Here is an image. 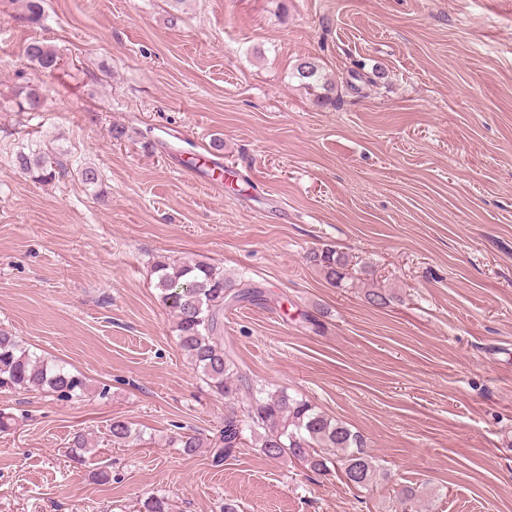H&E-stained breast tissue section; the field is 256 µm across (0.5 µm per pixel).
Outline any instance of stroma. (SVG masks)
Listing matches in <instances>:
<instances>
[{
    "instance_id": "stroma-1",
    "label": "stroma",
    "mask_w": 512,
    "mask_h": 512,
    "mask_svg": "<svg viewBox=\"0 0 512 512\" xmlns=\"http://www.w3.org/2000/svg\"><path fill=\"white\" fill-rule=\"evenodd\" d=\"M45 9L35 28L0 0V330L89 392L0 389V512L160 495L171 512H394L404 485L426 512H512V0ZM34 40L59 69L27 59ZM308 56L362 92L317 102L292 75ZM28 85L42 111L17 112ZM39 144L95 164L100 190L17 171ZM328 245L368 272L328 284L307 261ZM163 257L261 283L266 304L224 316L238 370L362 433L387 481L360 491L250 444L220 464L176 448L179 432L215 437L229 406L179 346L153 286ZM115 420L135 438L114 443ZM78 433L96 451L74 460ZM25 54L28 59L35 62L40 68L49 72L54 71L60 64V56L58 52L47 43L39 40L30 42L26 49Z\"/></svg>"
}]
</instances>
